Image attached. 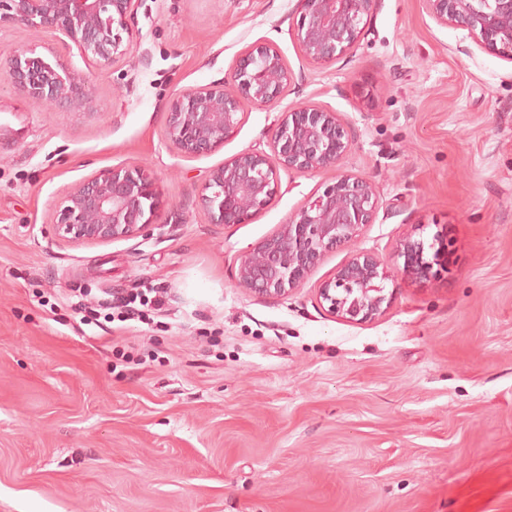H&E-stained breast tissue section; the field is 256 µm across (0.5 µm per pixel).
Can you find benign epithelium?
Listing matches in <instances>:
<instances>
[{
    "label": "benign epithelium",
    "mask_w": 512,
    "mask_h": 512,
    "mask_svg": "<svg viewBox=\"0 0 512 512\" xmlns=\"http://www.w3.org/2000/svg\"><path fill=\"white\" fill-rule=\"evenodd\" d=\"M440 26L467 32L482 49L512 58V0H424ZM136 0H0V23L30 32H60L86 56L115 63L133 49L130 21ZM379 0H298L299 19L291 33L304 57L333 63L365 38L368 18ZM57 109L81 107L89 88L62 63L52 64L25 51L0 60V79ZM299 78L281 52L268 43L245 48L224 81L188 89L166 112L165 136L186 155L210 153L242 123L248 103L274 104ZM355 137L340 113L304 103L280 113L269 132L268 150L247 149L213 169L197 204L212 224H246L276 194L280 172L339 173L322 193L310 198L271 237L240 257L237 284L267 299H280L300 287L330 250L353 242L375 222L381 206L369 180L341 170ZM164 207L156 179L138 166L99 171L73 187L55 211L58 234L81 244H103L142 235ZM433 260L425 244L399 241L402 275L430 280L449 270L451 242L437 238ZM389 279L380 260L357 252L317 289L329 314L368 323L385 311Z\"/></svg>",
    "instance_id": "1"
}]
</instances>
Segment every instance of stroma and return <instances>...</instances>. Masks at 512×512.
I'll return each instance as SVG.
<instances>
[{"label":"stroma","instance_id":"obj_1","mask_svg":"<svg viewBox=\"0 0 512 512\" xmlns=\"http://www.w3.org/2000/svg\"><path fill=\"white\" fill-rule=\"evenodd\" d=\"M296 0H137L135 46L106 66L61 33L0 25V54L61 62L91 88L56 112L0 80V512H512V59L380 0L361 45L308 61ZM273 43L300 93L245 107L208 154L165 138L188 88ZM357 131L347 170L382 206L282 299L237 288L241 255L332 183L281 173L249 223H211L209 172L265 147L303 101ZM137 164L166 207L143 236L63 241L54 211L100 170ZM452 240L450 270L404 277L400 239ZM377 256L391 301L376 320L328 314L319 284L353 250ZM154 288L149 323L81 327L41 306L73 291ZM145 353L120 363L117 350Z\"/></svg>","mask_w":512,"mask_h":512}]
</instances>
